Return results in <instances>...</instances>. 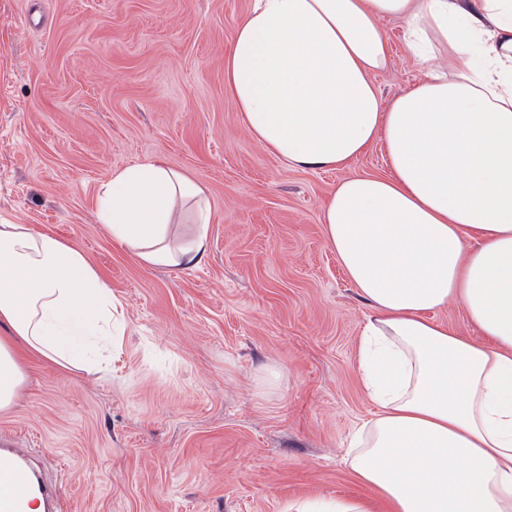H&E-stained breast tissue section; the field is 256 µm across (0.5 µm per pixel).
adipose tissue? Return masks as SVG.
<instances>
[{
	"label": "adipose tissue",
	"instance_id": "ef3b65f1",
	"mask_svg": "<svg viewBox=\"0 0 512 512\" xmlns=\"http://www.w3.org/2000/svg\"><path fill=\"white\" fill-rule=\"evenodd\" d=\"M406 22L425 78L392 101L382 19ZM224 83L250 136L291 168H347L381 143L388 172L339 181L320 222L369 312L358 370L374 416L349 466L387 512H512V0H253ZM205 186L154 156L115 170L96 217L142 264L209 247ZM467 327L439 321L448 304ZM115 298L74 244L0 221V410L28 359L95 370Z\"/></svg>",
	"mask_w": 512,
	"mask_h": 512
}]
</instances>
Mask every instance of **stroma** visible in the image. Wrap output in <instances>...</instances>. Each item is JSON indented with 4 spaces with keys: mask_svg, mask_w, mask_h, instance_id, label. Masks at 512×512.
<instances>
[{
    "mask_svg": "<svg viewBox=\"0 0 512 512\" xmlns=\"http://www.w3.org/2000/svg\"><path fill=\"white\" fill-rule=\"evenodd\" d=\"M252 0H0V219L80 248L117 299L97 372L33 362L0 444L54 491L51 512H287L360 497L345 461L374 406L358 375L368 307L321 210L347 174L295 169L248 134L224 54ZM385 100L426 71L383 20ZM164 156L206 185L203 261L143 266L95 218L112 170ZM282 379L270 386L269 369Z\"/></svg>",
    "mask_w": 512,
    "mask_h": 512,
    "instance_id": "obj_1",
    "label": "stroma"
}]
</instances>
